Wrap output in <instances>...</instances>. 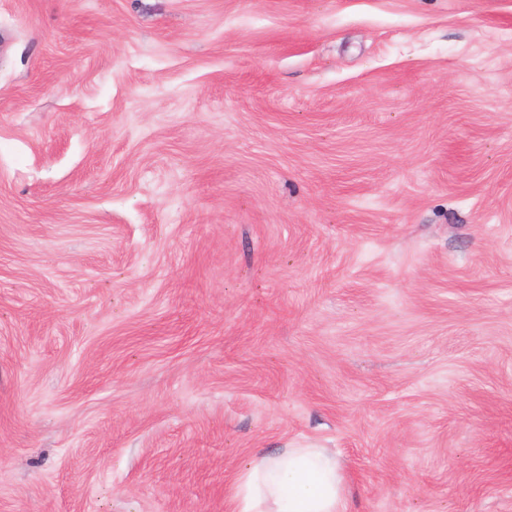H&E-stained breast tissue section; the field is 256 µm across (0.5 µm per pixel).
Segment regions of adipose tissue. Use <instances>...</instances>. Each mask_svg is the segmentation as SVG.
<instances>
[{
	"mask_svg": "<svg viewBox=\"0 0 512 512\" xmlns=\"http://www.w3.org/2000/svg\"><path fill=\"white\" fill-rule=\"evenodd\" d=\"M345 490L335 455L324 448L257 454L240 477L235 512H340Z\"/></svg>",
	"mask_w": 512,
	"mask_h": 512,
	"instance_id": "adipose-tissue-1",
	"label": "adipose tissue"
}]
</instances>
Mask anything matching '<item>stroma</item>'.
<instances>
[{
  "mask_svg": "<svg viewBox=\"0 0 512 512\" xmlns=\"http://www.w3.org/2000/svg\"><path fill=\"white\" fill-rule=\"evenodd\" d=\"M512 512V0H0V512ZM344 499L335 455L325 448H281L249 463L234 512H343Z\"/></svg>",
  "mask_w": 512,
  "mask_h": 512,
  "instance_id": "obj_1",
  "label": "stroma"
}]
</instances>
